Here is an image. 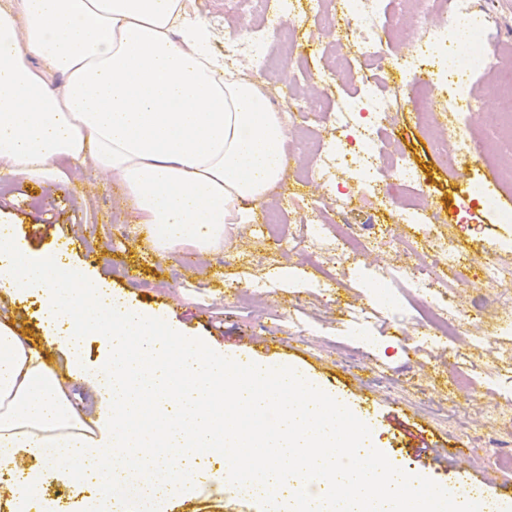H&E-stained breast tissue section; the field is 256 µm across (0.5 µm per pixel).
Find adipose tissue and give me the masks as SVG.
Returning a JSON list of instances; mask_svg holds the SVG:
<instances>
[{
	"label": "adipose tissue",
	"mask_w": 512,
	"mask_h": 512,
	"mask_svg": "<svg viewBox=\"0 0 512 512\" xmlns=\"http://www.w3.org/2000/svg\"><path fill=\"white\" fill-rule=\"evenodd\" d=\"M208 23L186 0H19L0 7V162L64 178L61 158L117 180L160 254L224 246L227 226L283 177L285 113L257 82L211 51ZM0 294L41 300L61 359L0 323V485L8 512H56L44 488L86 466L96 493L75 512H123L117 488L161 505L224 460L271 512H469L464 489L425 484L381 460L351 407L288 368L233 365L103 278L32 255L0 225ZM109 356L83 366L87 337ZM94 392L93 412L72 399Z\"/></svg>",
	"instance_id": "adipose-tissue-1"
}]
</instances>
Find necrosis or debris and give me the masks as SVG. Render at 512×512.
I'll return each mask as SVG.
<instances>
[{
  "label": "necrosis or debris",
  "mask_w": 512,
  "mask_h": 512,
  "mask_svg": "<svg viewBox=\"0 0 512 512\" xmlns=\"http://www.w3.org/2000/svg\"><path fill=\"white\" fill-rule=\"evenodd\" d=\"M254 2L262 24L255 27L244 23L248 35L239 46L250 56L266 34L286 32L287 20L296 17L292 0ZM408 2L356 0L353 17L346 18L338 15L336 0H308L312 15L333 24L340 35L354 30L351 41H337L332 62L320 79L327 84L351 80L358 100L353 104L341 101L329 108L303 97L285 100L277 91L269 93L268 100L284 103L289 118L318 124L324 130L320 149L310 159L308 176L321 183L328 194L336 192L337 171L346 169L357 175L352 196L360 206L370 205L385 188L404 202L403 208L395 212L398 223H413L423 214L437 223L441 220L439 211L428 214L419 205L426 191L418 170L397 144L385 139V132L393 127L396 113L404 110L409 88L420 86L422 72L428 71L436 73L448 100L440 103L434 97H424L419 116L424 126L439 131L446 151L459 158L470 154L474 148L470 131L476 126L512 145V80L500 81L491 88L495 99L503 103L499 110L489 107L485 98L462 89L468 75L466 63L478 45L474 39H462L457 25L483 15L478 0H423L424 7L413 21L414 36L407 41L388 34L384 20L390 9H404ZM392 71L400 73V83H384V75ZM310 221L325 225L330 263L335 267L348 254L366 252L380 234L374 224L359 227L329 223L319 209L312 211ZM438 246L448 274L416 279L415 270H427L429 264L418 260L415 248L409 244L402 253L399 275L413 281L427 295L421 308L426 323L441 337H456L471 319L469 311L458 308L455 294L456 289L469 284L467 259L453 242L442 238Z\"/></svg>",
  "instance_id": "necrosis-or-debris-1"
}]
</instances>
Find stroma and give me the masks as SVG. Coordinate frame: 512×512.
<instances>
[{"mask_svg": "<svg viewBox=\"0 0 512 512\" xmlns=\"http://www.w3.org/2000/svg\"><path fill=\"white\" fill-rule=\"evenodd\" d=\"M265 50L273 76L292 70L299 93L312 94L309 81L324 59L316 54L289 58L275 40ZM397 127L399 144L441 210L443 221L429 237L415 236L413 225L393 224L390 211L336 204L325 199L318 183L294 172L287 175L289 194L326 207L340 223L376 220L393 226L392 238L349 256L329 281L321 272L329 258L326 243L308 235L294 213L278 224L257 219L232 225L222 251L166 258L125 204L120 186L88 164H64L67 178L61 182L1 174L0 183L9 190L0 194V224L15 225L33 253L49 257L66 249L76 266L110 281L113 291L134 305L167 310L186 335L223 351L225 360L250 355L308 373L365 421L386 460L442 488L458 487L461 476H468L512 512V469L497 466L500 452L512 450V429L486 422L490 413L512 412V330L503 327L512 321V301L486 308L479 323L465 325L468 342H432L421 322L418 289L389 278L373 297L361 286L362 277L395 266L406 238H415L418 252L430 255L436 238L444 236L479 258L489 241L512 236V223H498L490 215L478 224L459 221L461 188L493 174L487 162L493 148L484 130H476V151L452 178L416 112L399 113ZM284 230L299 237V250L275 249L272 239ZM360 307L372 324L373 340L352 329V312ZM0 321L49 349L36 300L0 301ZM465 372L477 378L473 391L457 387ZM452 448L462 449L464 459L443 460ZM163 509L270 512L267 503L217 480L192 496L168 501Z\"/></svg>", "mask_w": 512, "mask_h": 512, "instance_id": "stroma-1", "label": "stroma"}]
</instances>
